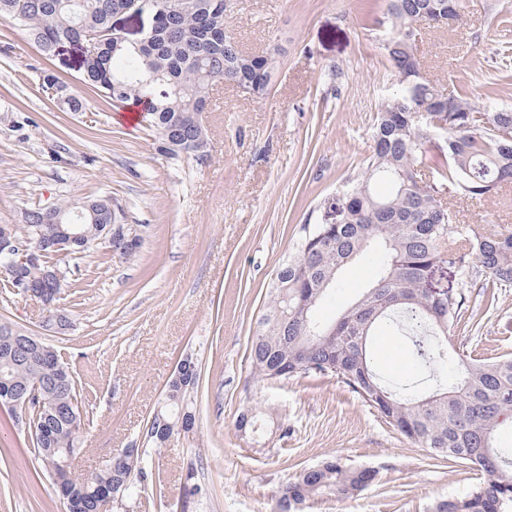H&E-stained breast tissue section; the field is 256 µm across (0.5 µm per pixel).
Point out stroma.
<instances>
[{
	"label": "stroma",
	"instance_id": "stroma-1",
	"mask_svg": "<svg viewBox=\"0 0 512 512\" xmlns=\"http://www.w3.org/2000/svg\"><path fill=\"white\" fill-rule=\"evenodd\" d=\"M229 0L225 22L242 50L271 54L276 67L265 98L219 83L204 116V159L160 154L145 123L120 120L82 80L78 46L45 56L22 28L0 21V224L21 223L32 207L106 195L140 238L133 257L93 245L66 272L56 308L70 321L58 332L47 308L0 288V323L60 350L77 380L82 425L73 475L137 449L152 476L137 493L100 512H272L302 470L330 457L375 470L356 497L309 501L304 512H430L462 497L484 472L433 456L387 423L333 374L260 380L250 341L279 262L306 223H321L323 201L361 174L372 154L371 128L398 77L380 48L386 0ZM424 74L441 88L464 86L482 100L502 84L512 106V0H465L458 21L422 28ZM54 74L87 108L65 112L36 97ZM460 219L472 227H512V191L466 199ZM376 258L347 265L317 317L330 322L370 282ZM428 287L461 296L449 355L512 356V286L491 287L477 263L441 265ZM200 369L192 393L191 433L156 448L144 428L180 360ZM376 372L417 389L452 381L453 366L431 377L408 355L396 327L381 324L371 344ZM262 419L244 433V410ZM201 493H193V486ZM0 512H67L25 425L0 408Z\"/></svg>",
	"mask_w": 512,
	"mask_h": 512
}]
</instances>
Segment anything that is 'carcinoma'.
Here are the masks:
<instances>
[{"label":"carcinoma","instance_id":"obj_1","mask_svg":"<svg viewBox=\"0 0 512 512\" xmlns=\"http://www.w3.org/2000/svg\"><path fill=\"white\" fill-rule=\"evenodd\" d=\"M161 18L145 45L123 40L112 28L113 15L129 0H0V21L26 29L47 55L63 43L87 35L101 51L83 61V81L102 102L142 106L143 121L165 144L176 127L194 124L200 106L211 99L220 80L245 93L266 95V76L274 58L242 51L224 33V0H143ZM463 0H387L383 54L399 77L396 93L387 96L374 127L373 151L364 174L341 187L336 205L343 209L336 224H305L295 253L284 258L268 289L269 300L251 339L249 358L262 380H281L280 365L292 362L288 376L332 373L402 435L438 457L476 466L489 479L463 498L441 499L432 512H512V449L492 446L503 417L512 413V357L493 361L453 360L460 370L453 385L429 393H409L383 380L371 367L368 347L381 321L397 324L408 336L410 353L423 369L435 372L448 361L444 342L457 324L459 301L453 294L437 300L425 288L429 272L440 263L466 267L469 257L492 283L512 285V229L473 228L452 240L458 200L485 198L512 185V110L487 96L475 106L462 90L442 93L423 77L415 42L421 24L447 27L460 17ZM58 84L57 103L68 112H82L86 102L65 82ZM444 145L433 153L437 136ZM177 159L208 153L206 129L184 149L162 150ZM80 220L93 239L103 238L102 224L112 218V204L98 198L80 207ZM66 200L49 214L33 212L27 224L14 225L19 238L35 244L36 225L72 218ZM374 251L378 260L370 286L334 322L320 323L315 311L337 286L340 271L354 259ZM51 367L37 353L19 357L0 351V389L10 383L49 377ZM191 388L171 381L158 410L167 432L154 434L160 422L146 425L145 439L161 447L181 433L183 417H195L189 406ZM45 398L69 406L78 402L76 381L45 388ZM52 433L32 442L38 456L49 452L65 460L75 451L74 425L81 417L50 419ZM321 470L300 475L288 486L291 501L279 497L273 512H303L315 497L350 498L368 485L363 469L339 458ZM74 512H99L101 489L118 484L130 495L147 473L139 455L123 452L112 463L82 479L70 472L52 473Z\"/></svg>","mask_w":512,"mask_h":512}]
</instances>
